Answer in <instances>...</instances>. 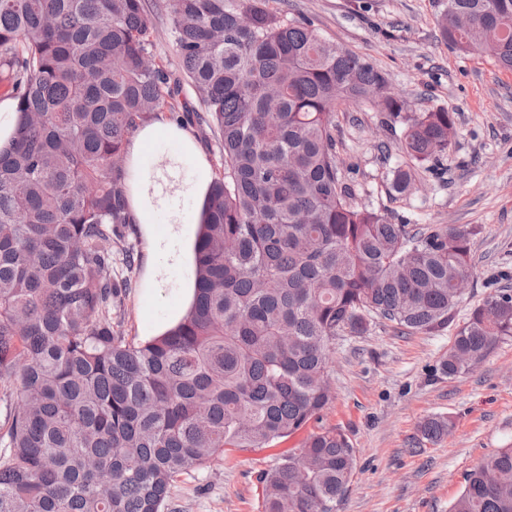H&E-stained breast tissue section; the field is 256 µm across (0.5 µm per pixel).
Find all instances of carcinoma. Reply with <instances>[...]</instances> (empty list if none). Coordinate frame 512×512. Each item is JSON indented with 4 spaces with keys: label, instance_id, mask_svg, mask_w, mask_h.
Returning a JSON list of instances; mask_svg holds the SVG:
<instances>
[{
    "label": "carcinoma",
    "instance_id": "obj_1",
    "mask_svg": "<svg viewBox=\"0 0 512 512\" xmlns=\"http://www.w3.org/2000/svg\"><path fill=\"white\" fill-rule=\"evenodd\" d=\"M170 36L220 141L223 171L199 225L188 315L165 335H125L133 261L120 227L131 133L176 111L181 80L153 57L148 0H0V88L17 102L0 150V512H165L176 478L226 448H270L332 403L331 350L377 319L439 333L473 277L469 229L408 228L352 201L336 161V108L373 103L400 123L390 185L448 155L455 113L409 112L381 72L287 19L269 0H164ZM512 70V0H448ZM512 336V293L458 327L443 374ZM438 416L430 440L450 432ZM259 475L263 512H336L356 450L320 426ZM448 512H512V446L488 454Z\"/></svg>",
    "mask_w": 512,
    "mask_h": 512
}]
</instances>
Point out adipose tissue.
Wrapping results in <instances>:
<instances>
[{"instance_id":"adipose-tissue-1","label":"adipose tissue","mask_w":512,"mask_h":512,"mask_svg":"<svg viewBox=\"0 0 512 512\" xmlns=\"http://www.w3.org/2000/svg\"><path fill=\"white\" fill-rule=\"evenodd\" d=\"M125 186L134 223L140 224L153 250L165 251L167 267L149 266L141 316L144 335L159 336L187 313L195 293L194 279H185L165 315L153 306L166 268H192L193 226L202 220L212 170L202 147L190 132L169 120L141 124L126 150Z\"/></svg>"}]
</instances>
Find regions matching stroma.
<instances>
[{
	"label": "stroma",
	"mask_w": 512,
	"mask_h": 512,
	"mask_svg": "<svg viewBox=\"0 0 512 512\" xmlns=\"http://www.w3.org/2000/svg\"><path fill=\"white\" fill-rule=\"evenodd\" d=\"M289 19L310 21L326 38L364 57L387 79L409 111L446 109L456 117L447 157L425 162L406 195L390 188L401 163L399 128L385 113L350 103L336 116L341 178L356 204L395 223L473 229L474 279L456 318L496 288L512 289V71L474 49L444 41L437 20L448 0H271ZM135 247L132 287L124 300L123 330L139 338L141 290L149 252L140 225L126 227ZM453 331L401 334L376 323L333 347L335 399L318 425L343 430L357 468L337 512H448L464 476L486 455L512 446V336L496 342L467 374L448 377L440 364ZM441 415L452 429L423 438L421 423ZM300 436L275 447L227 452L180 476L167 512H262L258 476Z\"/></svg>",
	"instance_id": "35a3bbf8"
}]
</instances>
